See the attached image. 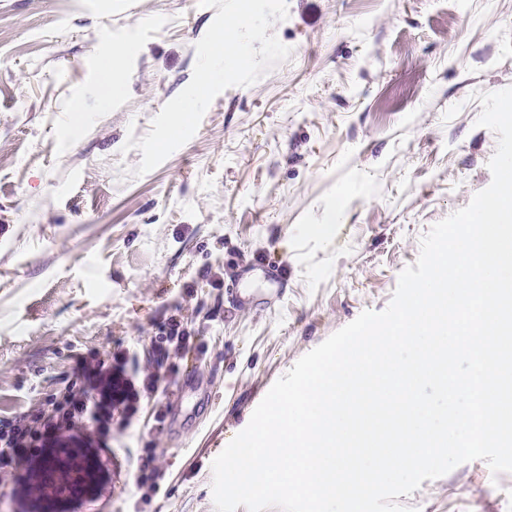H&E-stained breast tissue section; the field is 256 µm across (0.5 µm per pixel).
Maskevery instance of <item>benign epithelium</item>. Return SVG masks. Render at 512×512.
<instances>
[{
	"label": "benign epithelium",
	"mask_w": 512,
	"mask_h": 512,
	"mask_svg": "<svg viewBox=\"0 0 512 512\" xmlns=\"http://www.w3.org/2000/svg\"><path fill=\"white\" fill-rule=\"evenodd\" d=\"M44 471L43 496L33 512H66L63 505L94 489L101 471L85 448H53Z\"/></svg>",
	"instance_id": "7a95c632"
}]
</instances>
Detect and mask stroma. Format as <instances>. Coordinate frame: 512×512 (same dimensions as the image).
Here are the masks:
<instances>
[{
	"instance_id": "obj_1",
	"label": "stroma",
	"mask_w": 512,
	"mask_h": 512,
	"mask_svg": "<svg viewBox=\"0 0 512 512\" xmlns=\"http://www.w3.org/2000/svg\"><path fill=\"white\" fill-rule=\"evenodd\" d=\"M292 54L227 88L195 135L134 176L190 82L216 11L198 0H0V419L42 407L75 354L134 351L174 314L196 338L170 378L145 512H216L212 462L274 382L364 310L385 309L422 236L491 182L478 92L512 86V0H288ZM121 94L97 75L116 48ZM313 224H332L319 237ZM254 304L230 303L254 264ZM213 384L196 411L180 372ZM140 423L95 450L103 482L67 512H132ZM412 512H512L486 461L423 481Z\"/></svg>"
}]
</instances>
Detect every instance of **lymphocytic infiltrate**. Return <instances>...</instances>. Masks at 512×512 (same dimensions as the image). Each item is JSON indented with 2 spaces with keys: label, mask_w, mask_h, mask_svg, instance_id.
Returning a JSON list of instances; mask_svg holds the SVG:
<instances>
[{
  "label": "lymphocytic infiltrate",
  "mask_w": 512,
  "mask_h": 512,
  "mask_svg": "<svg viewBox=\"0 0 512 512\" xmlns=\"http://www.w3.org/2000/svg\"><path fill=\"white\" fill-rule=\"evenodd\" d=\"M193 342L186 325L173 316L153 341L144 367L135 366L134 355L126 351L108 360L94 349L77 355L74 381L52 394L46 408L0 420V478L32 465L46 447L100 446L113 429L131 428L143 399L167 395L164 372Z\"/></svg>",
  "instance_id": "obj_1"
}]
</instances>
